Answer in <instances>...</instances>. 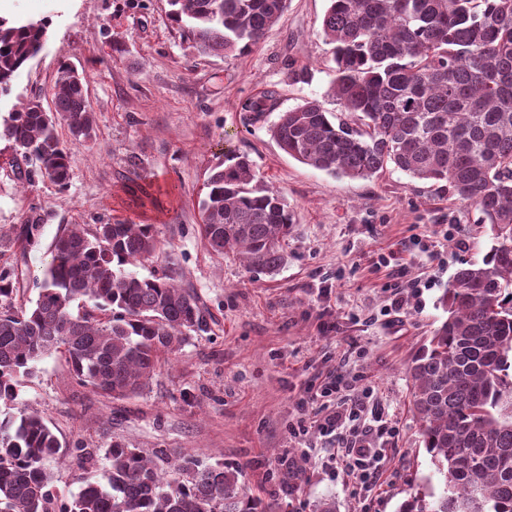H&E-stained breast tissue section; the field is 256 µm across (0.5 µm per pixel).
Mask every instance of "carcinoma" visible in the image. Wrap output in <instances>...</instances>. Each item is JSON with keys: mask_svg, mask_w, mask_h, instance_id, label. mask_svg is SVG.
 <instances>
[{"mask_svg": "<svg viewBox=\"0 0 512 512\" xmlns=\"http://www.w3.org/2000/svg\"><path fill=\"white\" fill-rule=\"evenodd\" d=\"M322 34L333 45L327 95L279 113L271 136L302 164L371 178L391 164L444 182L495 231L480 264L457 271L441 297L447 317L409 365L422 443L442 490L410 495L399 512H512V0H328ZM287 0H169L170 17L200 54L245 52L280 19ZM50 22L0 15V96L41 51ZM278 92L244 112L275 109ZM41 98L0 123L19 151L21 182L71 179L68 148L96 134L82 78L68 64ZM200 230L211 252L231 251L274 273L293 231L288 205L260 184L246 156L207 177ZM34 208L8 241L26 248L44 226ZM149 224H71L57 235L29 307L15 305L17 275L0 269V403L46 355L60 354L78 381L114 399L140 394L161 360L191 333L210 331L198 297L172 274L140 277L152 260ZM61 444L37 411L0 416V512H284L241 491L238 470L182 457L169 467L118 442L105 454L106 483L85 480L59 496L47 462Z\"/></svg>", "mask_w": 512, "mask_h": 512, "instance_id": "carcinoma-1", "label": "carcinoma"}]
</instances>
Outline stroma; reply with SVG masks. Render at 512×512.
I'll return each instance as SVG.
<instances>
[{
	"label": "stroma",
	"instance_id": "stroma-1",
	"mask_svg": "<svg viewBox=\"0 0 512 512\" xmlns=\"http://www.w3.org/2000/svg\"><path fill=\"white\" fill-rule=\"evenodd\" d=\"M328 0H288L277 24L250 51L197 53L169 17L167 0H0V11L49 19L42 52L0 97V119L18 101L46 95L68 63L85 78L95 137L71 145L66 189L22 187L12 143L0 140V232L30 207L45 215L27 249L0 248L14 268L18 302L36 300V280L56 235L70 224L127 220L151 225L160 250L138 275L169 271L211 314L210 333L188 336L142 394L116 400L79 386L65 361L42 358L20 388L15 410H36L66 454L51 462L60 494L81 478L104 480L112 442L155 456H193L240 470L247 490L288 512H398L410 493L441 481L426 454L410 404L413 355L446 317L439 299L458 269L481 263L490 225L447 188L389 168L349 179L284 153L269 128L280 112L325 93L333 53L321 34ZM273 89L278 109L254 118L241 103ZM248 156L263 183L288 204L293 231L275 273L212 253L200 234L199 204L210 171L227 152ZM399 266H377L378 256ZM421 281L420 298L398 316L381 310L393 289ZM382 402L396 430L385 447L379 486L337 474L331 446L316 430L296 431L309 386L336 369ZM94 457L79 465L74 451ZM302 470L289 476L282 460Z\"/></svg>",
	"mask_w": 512,
	"mask_h": 512
}]
</instances>
